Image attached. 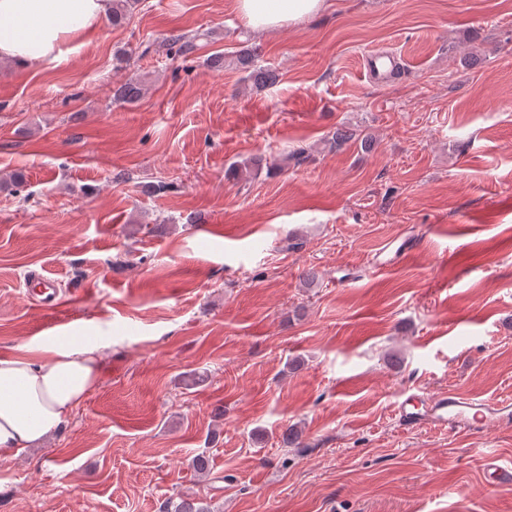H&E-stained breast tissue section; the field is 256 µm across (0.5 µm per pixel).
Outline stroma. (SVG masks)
Segmentation results:
<instances>
[{"label":"stroma","instance_id":"stroma-1","mask_svg":"<svg viewBox=\"0 0 512 512\" xmlns=\"http://www.w3.org/2000/svg\"><path fill=\"white\" fill-rule=\"evenodd\" d=\"M197 31L188 56L158 48ZM245 46L276 83L244 80ZM371 51L395 80L367 74ZM130 79L141 99L113 101ZM341 127L370 146L329 148ZM260 154L276 170L237 182ZM37 273L57 309L26 296ZM86 339L99 380L43 442L0 455V512L181 495L212 512H512V485L484 479L512 466V423L394 414L512 398V0H328L268 31L234 0H140L62 62L1 64L0 357ZM424 413L413 406L408 408L410 403L403 402L398 410L399 419L407 424L416 425L426 420L430 424L448 429V431H470L487 426L490 423H500L504 419V412L508 411L511 404H496L494 402H483L474 404L465 398L452 394H443L440 397L427 403ZM478 407V408H476ZM477 409L471 414L470 410Z\"/></svg>","mask_w":512,"mask_h":512}]
</instances>
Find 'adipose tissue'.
Here are the masks:
<instances>
[{
  "mask_svg": "<svg viewBox=\"0 0 512 512\" xmlns=\"http://www.w3.org/2000/svg\"><path fill=\"white\" fill-rule=\"evenodd\" d=\"M326 0H236L254 30L319 13ZM110 0H0V61L24 67L62 60L64 46L94 28ZM92 342L54 344L47 360L0 358V454L28 448L61 423L97 383L101 363Z\"/></svg>",
  "mask_w": 512,
  "mask_h": 512,
  "instance_id": "adipose-tissue-1",
  "label": "adipose tissue"
}]
</instances>
